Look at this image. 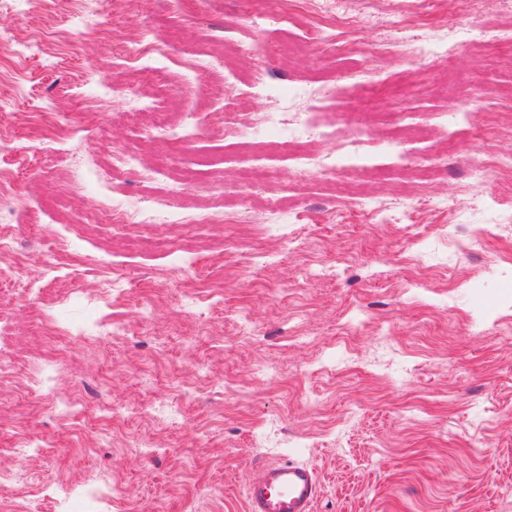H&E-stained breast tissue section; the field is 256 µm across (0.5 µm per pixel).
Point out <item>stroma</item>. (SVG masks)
Wrapping results in <instances>:
<instances>
[{
  "label": "stroma",
  "instance_id": "stroma-1",
  "mask_svg": "<svg viewBox=\"0 0 512 512\" xmlns=\"http://www.w3.org/2000/svg\"><path fill=\"white\" fill-rule=\"evenodd\" d=\"M431 8L429 24L393 32L394 12ZM82 0H25L22 8L0 0V60L9 65L0 92L15 108L0 116V133L23 151L45 138L29 112L51 106L71 128L68 142L47 165L18 167L17 207L35 213L51 236L22 252V263L0 283V311L12 329L6 339L27 372L52 370L53 395L19 399V388L0 384V473L26 471L27 494L51 486L46 512H84L82 500L57 499L94 481L112 489V512H247L245 487L266 463L296 461L313 467L321 494L313 512H512V238L474 240L459 251L431 227L483 223L478 212L457 215L448 198L469 188L471 158L494 161L512 146V66L490 72L488 61L456 27L498 26L512 37V0H481L477 12L462 4L429 6L428 0H345L331 15L336 32L353 40L354 52L332 55L317 45L291 54L308 17L280 24L281 0H258L267 21L256 32L263 61L240 54L245 35L237 0H151L139 12L130 0H109L104 36L74 27ZM144 35L170 54L174 92L165 102L174 124L187 114L224 113L218 90L237 85V131L256 114L276 111L277 97L303 112L302 87L324 97L319 125L335 138L314 137L312 154L335 151L359 127L379 139L399 135V154L387 169L352 175L339 170L323 179L304 174L282 145L278 130L263 140L207 136L185 143L133 124L138 99L110 98L100 105L97 86L139 82V72L114 53ZM447 42L449 51L428 61L434 80L420 88L408 67L384 53L390 38ZM202 82L185 85L181 58L208 43ZM369 68L375 85L361 88L352 73ZM263 72L264 87L253 86ZM475 97L466 125L443 124L455 112L460 90ZM136 152V168L165 166L159 184L139 181L118 155ZM170 196L173 214L144 225V232L173 245L192 246L193 263L162 251L132 254L122 236L90 217L103 197ZM245 214L251 226L232 236L223 225L198 223L215 202ZM408 208L405 223H375L370 208ZM65 263L75 296L56 301L46 276L50 252ZM425 261L415 264L411 256ZM134 273V300L103 312L85 296L102 286L98 256ZM495 259L499 273L480 272L473 256ZM235 274L219 276L225 263ZM312 265L330 268L323 281L309 279ZM221 277L224 297L207 320L194 314L192 290ZM62 324L82 326L107 316L128 323L130 336L69 337L67 358L55 364L34 348L27 328L33 306L23 284ZM157 299L139 314V299ZM247 313L251 333L239 326ZM300 315L315 336L297 342L289 320ZM271 367L267 380L255 366ZM180 416L151 417L150 400H182ZM80 401L86 415L110 403L131 411L121 435L101 439L55 413L53 399ZM287 436L268 450L269 423ZM47 443L45 454H13L16 439Z\"/></svg>",
  "mask_w": 512,
  "mask_h": 512
}]
</instances>
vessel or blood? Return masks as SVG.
<instances>
[{"label": "vessel or blood", "mask_w": 512, "mask_h": 512, "mask_svg": "<svg viewBox=\"0 0 512 512\" xmlns=\"http://www.w3.org/2000/svg\"><path fill=\"white\" fill-rule=\"evenodd\" d=\"M319 492L317 473L309 465H263L248 486L247 512H312Z\"/></svg>", "instance_id": "b4317fda"}]
</instances>
